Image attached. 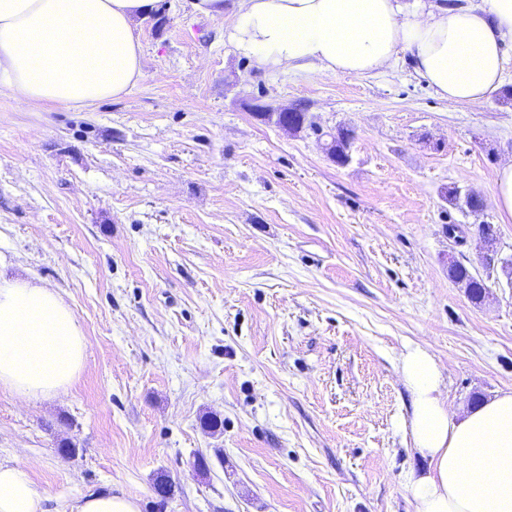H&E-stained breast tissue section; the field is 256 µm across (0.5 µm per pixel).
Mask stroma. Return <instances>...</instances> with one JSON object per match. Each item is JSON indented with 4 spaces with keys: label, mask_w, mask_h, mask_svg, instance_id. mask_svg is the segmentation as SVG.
I'll return each mask as SVG.
<instances>
[{
    "label": "stroma",
    "mask_w": 512,
    "mask_h": 512,
    "mask_svg": "<svg viewBox=\"0 0 512 512\" xmlns=\"http://www.w3.org/2000/svg\"><path fill=\"white\" fill-rule=\"evenodd\" d=\"M143 76L75 111L0 97V257L53 288L87 337L66 393L0 390V463L72 512H414L406 347L442 369L450 412L512 389V261L495 204L512 162V72L482 104L439 99L408 59L303 79L243 56L223 17L159 0ZM302 105L292 134L255 105ZM354 130L352 161L325 132ZM479 194L473 214L450 188ZM488 286L474 304L448 274ZM220 420L219 428L206 424ZM168 480L159 500L154 486ZM484 231L481 233L484 246L481 252V259L488 267H494L495 264L501 262L500 250L498 249V237L492 225L490 228L486 224H482ZM488 268L486 266H483ZM490 269V268H488ZM449 275L457 282H465L471 288L469 298L474 304H481L487 295V288L483 278H479L477 273L475 275L462 263L454 261L450 263L448 269ZM74 512H139L137 500L124 494H98L83 499Z\"/></svg>",
    "instance_id": "1"
}]
</instances>
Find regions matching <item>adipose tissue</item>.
<instances>
[{"label": "adipose tissue", "mask_w": 512, "mask_h": 512, "mask_svg": "<svg viewBox=\"0 0 512 512\" xmlns=\"http://www.w3.org/2000/svg\"><path fill=\"white\" fill-rule=\"evenodd\" d=\"M156 3L0 0V96L80 111L127 95L143 76L134 21ZM229 39L302 78L371 75L405 54L438 97L470 106L512 68V0H240ZM5 265L0 258V389L22 400L57 396L80 374L86 338L55 290L6 277ZM399 367L412 442L428 462L406 477L414 512H512V389L457 417L426 350L406 348ZM45 500L20 468L0 463V512H45Z\"/></svg>", "instance_id": "1"}]
</instances>
